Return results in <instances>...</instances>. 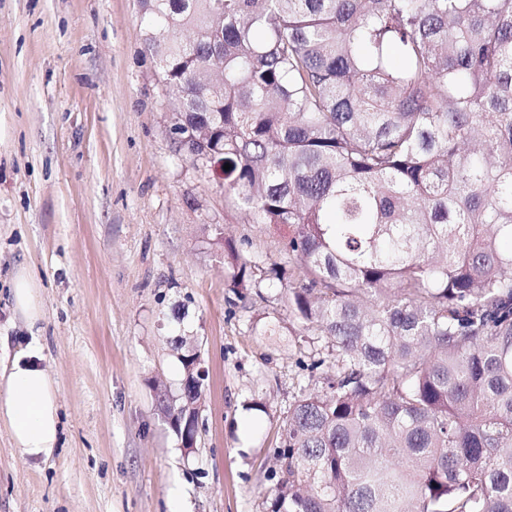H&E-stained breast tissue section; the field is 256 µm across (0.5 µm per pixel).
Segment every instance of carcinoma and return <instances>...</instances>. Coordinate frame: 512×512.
<instances>
[{"label": "carcinoma", "mask_w": 512, "mask_h": 512, "mask_svg": "<svg viewBox=\"0 0 512 512\" xmlns=\"http://www.w3.org/2000/svg\"><path fill=\"white\" fill-rule=\"evenodd\" d=\"M139 3L181 149L288 229L289 268L224 242L321 379L270 512H512V0ZM156 390L191 448L203 386Z\"/></svg>", "instance_id": "carcinoma-1"}]
</instances>
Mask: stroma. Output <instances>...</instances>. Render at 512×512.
Wrapping results in <instances>:
<instances>
[{"instance_id":"obj_1","label":"stroma","mask_w":512,"mask_h":512,"mask_svg":"<svg viewBox=\"0 0 512 512\" xmlns=\"http://www.w3.org/2000/svg\"><path fill=\"white\" fill-rule=\"evenodd\" d=\"M139 24L138 0H0V362L37 341L63 426L33 462L0 424V512H171L176 493L189 512H270L303 372L278 288H229L224 242L284 265L283 233L177 152ZM23 269L34 335L10 301ZM178 336L207 369L189 453L155 390L180 389Z\"/></svg>"}]
</instances>
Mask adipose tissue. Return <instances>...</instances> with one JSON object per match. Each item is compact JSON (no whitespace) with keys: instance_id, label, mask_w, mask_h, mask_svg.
<instances>
[{"instance_id":"adipose-tissue-1","label":"adipose tissue","mask_w":512,"mask_h":512,"mask_svg":"<svg viewBox=\"0 0 512 512\" xmlns=\"http://www.w3.org/2000/svg\"><path fill=\"white\" fill-rule=\"evenodd\" d=\"M38 358L31 344L0 367V420L24 458L45 461L58 445L60 417L56 383Z\"/></svg>"}]
</instances>
